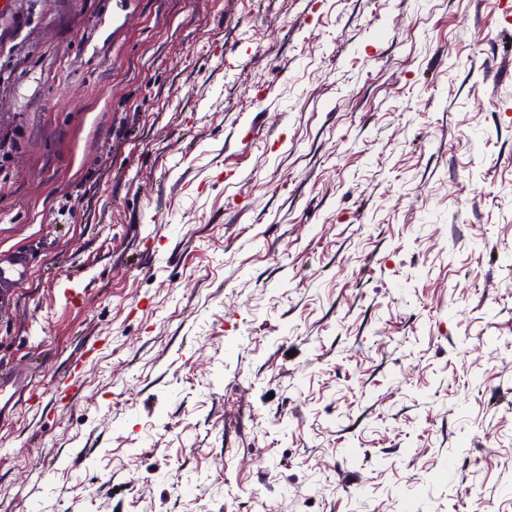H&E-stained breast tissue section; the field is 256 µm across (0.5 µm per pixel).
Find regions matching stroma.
Instances as JSON below:
<instances>
[{
	"instance_id": "1",
	"label": "stroma",
	"mask_w": 512,
	"mask_h": 512,
	"mask_svg": "<svg viewBox=\"0 0 512 512\" xmlns=\"http://www.w3.org/2000/svg\"><path fill=\"white\" fill-rule=\"evenodd\" d=\"M511 50L500 0L1 8L0 512H512ZM31 256L26 250L0 252V288H12L26 279ZM26 374L11 369H0V413L4 408L13 406L22 393L27 391Z\"/></svg>"
}]
</instances>
